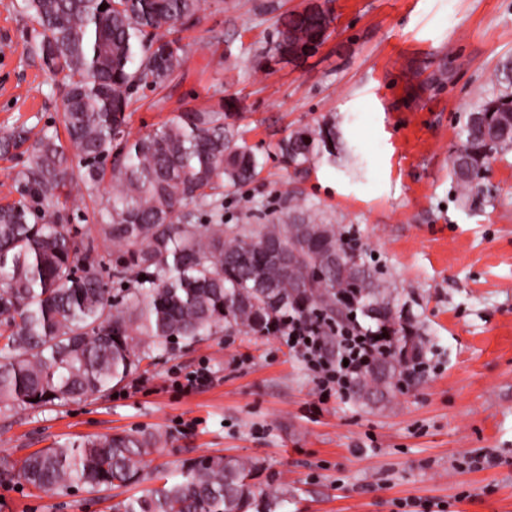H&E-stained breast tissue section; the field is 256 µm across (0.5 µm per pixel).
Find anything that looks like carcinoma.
<instances>
[{
  "instance_id": "obj_1",
  "label": "carcinoma",
  "mask_w": 512,
  "mask_h": 512,
  "mask_svg": "<svg viewBox=\"0 0 512 512\" xmlns=\"http://www.w3.org/2000/svg\"><path fill=\"white\" fill-rule=\"evenodd\" d=\"M21 8L32 23L27 51L62 75V125L78 164L56 130L33 136L17 126L0 135V153L27 154L8 191L19 198L0 203V408L105 395L173 340L193 343L223 330L271 335L289 314L318 323L333 353L335 329L355 306L401 342L351 386L364 404L386 401L421 344L408 340L394 290L366 264L356 239L298 203L279 223L250 229L189 223L188 205L206 206L217 190H237L259 174L256 155L222 112H179L129 140L132 96L179 72L184 47L171 26L195 20L199 0H22ZM330 22L319 8L290 15L275 50L305 54ZM492 83L495 91L472 107L480 118L464 122L449 159L466 195L480 191L490 168L488 141L512 148V56ZM335 147V133L322 125L291 134L279 150L298 169ZM75 183L97 206L94 233L59 208L62 190ZM114 244L122 250L112 277L129 284L121 296L98 259ZM274 251L297 253L296 266L278 263ZM336 253L342 264L325 262ZM160 443L151 431L88 436L20 460L0 456V478L88 493L152 482L112 512H280L288 503V484L259 487L257 466L239 457L200 456L176 472L147 473Z\"/></svg>"
}]
</instances>
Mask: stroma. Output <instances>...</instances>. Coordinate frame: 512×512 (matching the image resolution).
<instances>
[{"instance_id":"obj_1","label":"stroma","mask_w":512,"mask_h":512,"mask_svg":"<svg viewBox=\"0 0 512 512\" xmlns=\"http://www.w3.org/2000/svg\"><path fill=\"white\" fill-rule=\"evenodd\" d=\"M311 3L331 15L323 42L297 60L277 55L280 19ZM31 29L21 0H0V133L59 124L61 78L27 52ZM175 34L183 67L136 95L131 137L185 107L226 113L262 169L242 195L215 196L199 223L274 224L291 201L312 206L396 288L428 369L371 407L320 400L274 335L175 342L110 394L0 411V455L148 430L162 436L151 467L248 459L262 487L296 489L288 512H401L407 500L512 512V152L470 196L448 172L467 112L512 53V0H201L197 22ZM324 123L336 127L334 156L288 167L278 143ZM204 362L212 382L185 392ZM484 453L494 466L467 467ZM0 512H112V501L1 481Z\"/></svg>"}]
</instances>
